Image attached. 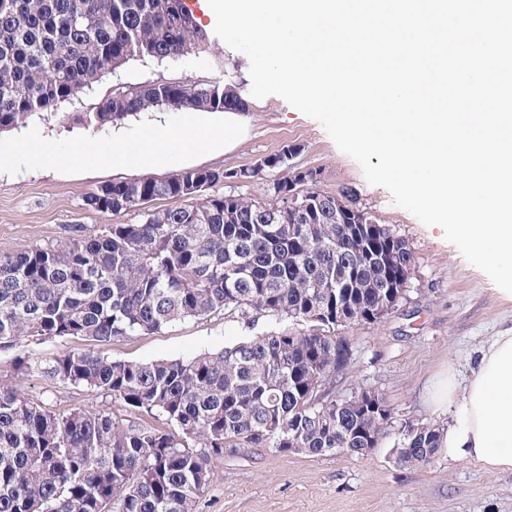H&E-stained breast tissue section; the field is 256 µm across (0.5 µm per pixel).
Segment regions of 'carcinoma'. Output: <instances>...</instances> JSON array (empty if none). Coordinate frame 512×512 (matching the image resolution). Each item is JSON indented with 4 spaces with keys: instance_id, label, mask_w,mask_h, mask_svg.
Masks as SVG:
<instances>
[{
    "instance_id": "carcinoma-1",
    "label": "carcinoma",
    "mask_w": 512,
    "mask_h": 512,
    "mask_svg": "<svg viewBox=\"0 0 512 512\" xmlns=\"http://www.w3.org/2000/svg\"><path fill=\"white\" fill-rule=\"evenodd\" d=\"M209 31L183 0H0V131L91 88L134 57L174 60L206 51ZM121 86L69 124L101 127L159 106L248 110L231 86ZM288 154L249 169L279 168ZM237 172L186 169L152 182L98 186L86 208L135 210L143 197L170 205L139 224H112L50 246L0 256V349L20 337L109 342L215 312L262 315L278 327L189 359L109 361L91 349L49 363L20 361L50 380L105 392L171 426L124 425L106 412L56 414L0 388V512H196L226 448L365 456L391 428L367 391L334 398L349 373L336 332L382 299H403L414 269L408 242L374 216H358L350 190L315 188L317 172L288 168L272 199L206 190ZM345 322L336 321V303ZM304 324L301 329L298 324ZM401 466L429 464L443 429H397Z\"/></svg>"
}]
</instances>
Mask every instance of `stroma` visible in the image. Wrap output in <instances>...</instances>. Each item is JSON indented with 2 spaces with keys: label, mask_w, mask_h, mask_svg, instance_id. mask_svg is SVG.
I'll return each instance as SVG.
<instances>
[{
  "label": "stroma",
  "mask_w": 512,
  "mask_h": 512,
  "mask_svg": "<svg viewBox=\"0 0 512 512\" xmlns=\"http://www.w3.org/2000/svg\"><path fill=\"white\" fill-rule=\"evenodd\" d=\"M249 68L245 54L218 38L196 56L164 61L135 57L92 89L32 117L24 130L0 133V255L50 246L75 227L90 234L110 224L140 223L143 215L138 210L109 214L84 206L86 194L108 182L160 179L196 168L229 174L257 166L261 173L252 182L238 184L227 178L212 191L267 199L282 171L262 168V161L283 147L297 146L294 166L316 170L317 187L324 193L350 188L360 207L408 241L416 261L406 297L391 314L376 324L344 329L354 356L347 380L336 387L337 395L372 389L384 397L393 426L413 420L447 427L449 414L437 411L429 401L432 383L448 369L461 381L470 376L493 338L512 330V301L446 241L441 228L423 224L395 205L386 188L369 184L360 165L337 147L318 121L281 97L253 98ZM149 82L235 86L249 105L236 143L222 155L189 157L164 169H75L46 162V154L63 156L76 144L112 137L108 125L95 131L71 127L65 113L91 111L115 84ZM22 133L27 144L19 151L13 143ZM272 325L266 317L251 325L240 314L216 312L158 333L91 346L72 337L40 344L23 338L0 349V387L17 390L59 414L76 408L104 410L127 422L162 427L164 417L131 412L122 401L83 386L28 375L19 360L30 356L49 362L89 346L110 360L185 359L218 352ZM394 442V435H387L379 448L363 457L283 454L264 448L225 451L213 465L212 481L197 512H512V472L489 471L470 460L449 458L443 451L429 465L403 467L393 459Z\"/></svg>",
  "instance_id": "1"
}]
</instances>
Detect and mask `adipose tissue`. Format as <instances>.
I'll use <instances>...</instances> for the list:
<instances>
[{
    "mask_svg": "<svg viewBox=\"0 0 512 512\" xmlns=\"http://www.w3.org/2000/svg\"><path fill=\"white\" fill-rule=\"evenodd\" d=\"M238 133L236 112H225L218 124L191 110L182 127L159 123L136 138L117 133L106 142L79 144L65 161L77 168H158L177 158L224 151ZM430 401L452 416L442 439L450 458L475 460L492 471H512V332L495 337L466 384L451 374L441 378Z\"/></svg>",
    "mask_w": 512,
    "mask_h": 512,
    "instance_id": "1",
    "label": "adipose tissue"
}]
</instances>
